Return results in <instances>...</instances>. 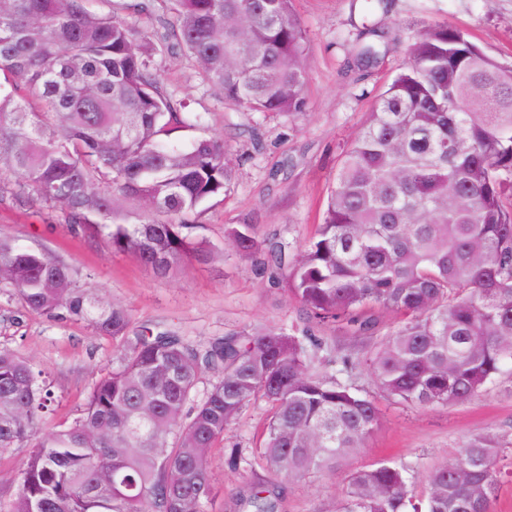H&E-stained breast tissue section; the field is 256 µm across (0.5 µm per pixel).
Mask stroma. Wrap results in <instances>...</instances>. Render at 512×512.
Here are the masks:
<instances>
[{
  "instance_id": "1",
  "label": "stroma",
  "mask_w": 512,
  "mask_h": 512,
  "mask_svg": "<svg viewBox=\"0 0 512 512\" xmlns=\"http://www.w3.org/2000/svg\"><path fill=\"white\" fill-rule=\"evenodd\" d=\"M306 31L305 111L261 114L225 102L202 80L192 60L174 50L153 58L159 85L201 114V128L184 141L205 136L223 140L236 159L231 194L204 217L207 235L224 258L190 263L176 276L155 277L132 256L113 252L108 241L74 233L58 207L32 205L27 194L0 192V237L47 251L71 263L83 287L123 304L132 327L172 332L204 342L229 332L262 326L304 329L300 304L286 282L238 256L224 244V227L246 220L262 238L302 246L322 221L327 193L341 156L362 128L377 96L410 60V45L431 23L463 31L498 62L512 64V0H293ZM386 44L378 66L362 71L353 57L365 28ZM121 340L99 335L85 322L30 312L15 290L0 286V349L28 360L49 377L55 402L41 432L71 423L99 377L111 370ZM357 389L374 395L382 424L343 471L287 481L279 512H333L347 472L376 462L415 463L409 482L422 491L428 472L454 460L469 439L512 435V372H504L477 398L448 406L417 407L376 392L374 377L360 362L345 372ZM269 415L265 404L247 408L224 432L209 459L212 485L207 512H244L240 503L261 468L229 469L224 452H251Z\"/></svg>"
}]
</instances>
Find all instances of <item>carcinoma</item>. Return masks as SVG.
I'll return each instance as SVG.
<instances>
[{
	"mask_svg": "<svg viewBox=\"0 0 512 512\" xmlns=\"http://www.w3.org/2000/svg\"><path fill=\"white\" fill-rule=\"evenodd\" d=\"M173 22L144 40L126 16L155 0H0V185L8 172L32 202L135 256L158 278L223 251L205 235L204 204L230 192L224 142L186 148L197 125L159 86L153 56L180 49L233 105L262 113L305 106V31L292 0H168ZM382 44L363 43L374 68ZM341 158L322 224L296 254L248 221L224 242L285 276L306 322L361 344L377 389L417 406L468 401L512 365V66L447 24L429 26ZM46 252L0 241V284L33 313L86 321L123 340L112 370L69 425L41 434L53 403L45 373L0 350V453L31 443L0 512H203L210 453L249 406L271 416L255 459L273 479L332 473L365 447L381 416L334 367L311 328L233 332L206 344L144 328L77 285ZM399 314L380 335L368 307ZM205 371L218 379L198 395ZM512 441L477 437L428 474L383 461L347 476L336 512H491ZM280 491L256 482L251 512H278Z\"/></svg>",
	"mask_w": 512,
	"mask_h": 512,
	"instance_id": "obj_1",
	"label": "carcinoma"
}]
</instances>
